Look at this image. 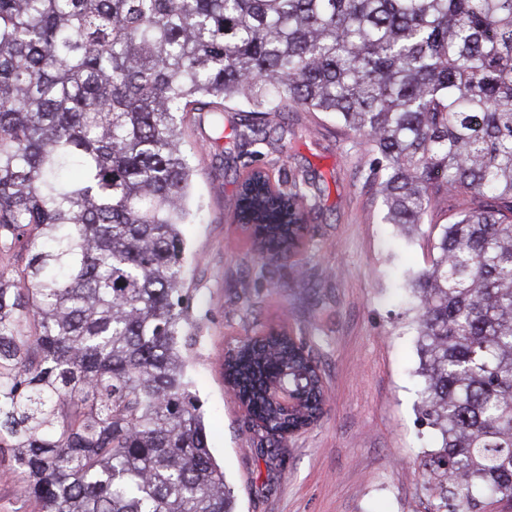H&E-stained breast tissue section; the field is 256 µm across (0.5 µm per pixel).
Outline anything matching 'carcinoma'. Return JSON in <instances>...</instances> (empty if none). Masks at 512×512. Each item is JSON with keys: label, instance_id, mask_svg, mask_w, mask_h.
Returning <instances> with one entry per match:
<instances>
[{"label": "carcinoma", "instance_id": "obj_1", "mask_svg": "<svg viewBox=\"0 0 512 512\" xmlns=\"http://www.w3.org/2000/svg\"><path fill=\"white\" fill-rule=\"evenodd\" d=\"M230 103L323 112L372 157L382 222L434 257L408 278L431 512H512V0H0V448L39 512H235L187 366L186 129ZM311 182L255 167L250 249L291 257ZM224 376L274 461L320 417L311 351L241 341ZM279 387L304 397L288 414Z\"/></svg>", "mask_w": 512, "mask_h": 512}]
</instances>
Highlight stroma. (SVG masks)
<instances>
[{
  "label": "stroma",
  "instance_id": "1",
  "mask_svg": "<svg viewBox=\"0 0 512 512\" xmlns=\"http://www.w3.org/2000/svg\"><path fill=\"white\" fill-rule=\"evenodd\" d=\"M248 117L246 105H228L214 144L188 130L195 218L182 227L199 340L188 374L237 512H427L420 461L437 441L417 420L424 380L404 288L408 269L427 267L430 243L382 223L370 159L335 117L273 113L265 159L307 174L318 206L293 267L261 278L230 210L246 171L233 131ZM247 277L260 281L249 299ZM283 319L308 341L328 402L317 425L288 438L278 466L258 455L260 435L228 392L222 360L240 338Z\"/></svg>",
  "mask_w": 512,
  "mask_h": 512
}]
</instances>
